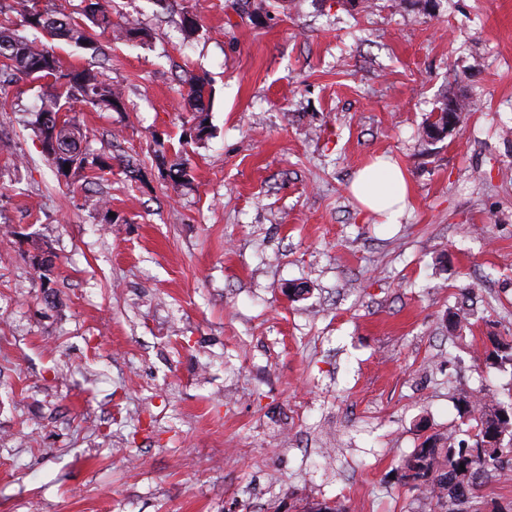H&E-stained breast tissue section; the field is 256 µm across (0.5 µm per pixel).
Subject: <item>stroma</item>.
Returning <instances> with one entry per match:
<instances>
[{"label":"stroma","instance_id":"stroma-1","mask_svg":"<svg viewBox=\"0 0 512 512\" xmlns=\"http://www.w3.org/2000/svg\"><path fill=\"white\" fill-rule=\"evenodd\" d=\"M111 20L105 59L52 46L124 94L78 114L113 219L41 153L46 81L0 82V512H441L400 461L461 436L462 398L512 401L484 355L512 343V0H112ZM192 75L211 133L188 142ZM448 96L471 108L429 139ZM383 154L412 184L397 224L348 191Z\"/></svg>","mask_w":512,"mask_h":512}]
</instances>
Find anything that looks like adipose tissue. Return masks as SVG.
Segmentation results:
<instances>
[{
    "mask_svg": "<svg viewBox=\"0 0 512 512\" xmlns=\"http://www.w3.org/2000/svg\"><path fill=\"white\" fill-rule=\"evenodd\" d=\"M349 191L362 209L388 224L399 223L411 193L405 170L389 156L377 157L372 165L361 169Z\"/></svg>",
    "mask_w": 512,
    "mask_h": 512,
    "instance_id": "obj_1",
    "label": "adipose tissue"
}]
</instances>
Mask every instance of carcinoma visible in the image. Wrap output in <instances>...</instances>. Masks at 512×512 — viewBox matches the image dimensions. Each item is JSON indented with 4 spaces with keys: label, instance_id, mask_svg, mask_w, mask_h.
I'll return each instance as SVG.
<instances>
[{
    "label": "carcinoma",
    "instance_id": "obj_1",
    "mask_svg": "<svg viewBox=\"0 0 512 512\" xmlns=\"http://www.w3.org/2000/svg\"><path fill=\"white\" fill-rule=\"evenodd\" d=\"M111 5L108 0H87L84 13L87 25H78L64 17L41 8L24 15V26L46 33L51 38L64 39L82 49L101 55L93 28L106 30L111 26ZM0 70L12 75L51 80L52 91L43 97L34 121L42 145L54 144L52 153L43 152L57 175L69 178L85 170L91 178L102 179L112 170L109 158L90 154L83 148V134L75 117L70 115L77 106L99 107L121 112L124 110L120 88L99 78L92 68L64 69L52 48L37 39L18 34L10 18L0 21ZM182 99L195 113L193 138L201 141L210 135L208 105L205 104L206 79L191 75L185 80ZM69 169H64V165ZM463 414L469 417L470 429L477 430L474 443L465 439L447 441L432 435L421 447L399 464L403 478L417 490H429L437 498L436 504H457L467 496L475 498V490L483 480L493 477L503 464V458L512 455V419L503 417L501 403L488 410H476L469 400H462ZM504 434L508 440L500 444L491 441L493 435Z\"/></svg>",
    "mask_w": 512,
    "mask_h": 512
}]
</instances>
